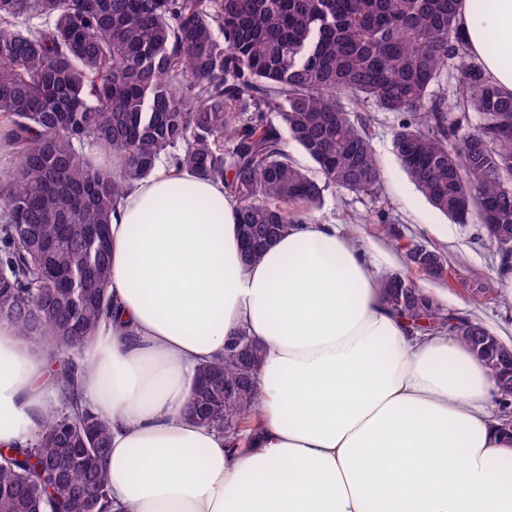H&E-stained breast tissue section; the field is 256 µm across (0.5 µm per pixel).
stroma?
Instances as JSON below:
<instances>
[{"instance_id": "35a3bbf8", "label": "stroma", "mask_w": 512, "mask_h": 512, "mask_svg": "<svg viewBox=\"0 0 512 512\" xmlns=\"http://www.w3.org/2000/svg\"><path fill=\"white\" fill-rule=\"evenodd\" d=\"M400 114L373 115V145L384 170L380 198L356 196L329 189L318 220L357 230L374 247L381 272L402 267L395 240L416 239L443 250L448 257V279L430 281L438 294L447 296L449 309L481 320L503 342L512 341V306L502 302L504 293L496 284L501 255L497 246L475 225L454 223L428 202L400 166L393 147V131ZM368 216L369 224L356 227L354 218Z\"/></svg>"}]
</instances>
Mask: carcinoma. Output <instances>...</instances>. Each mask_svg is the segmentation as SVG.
I'll list each match as a JSON object with an SVG mask.
<instances>
[{"instance_id":"carcinoma-1","label":"carcinoma","mask_w":512,"mask_h":512,"mask_svg":"<svg viewBox=\"0 0 512 512\" xmlns=\"http://www.w3.org/2000/svg\"><path fill=\"white\" fill-rule=\"evenodd\" d=\"M461 2L0 0V146L16 157L0 171V323L45 347L55 389L35 436L0 452V512H112L111 428L68 354L112 308V212L161 160L224 182L255 262L330 188L380 197L370 119L346 103L374 107L405 116L394 148L436 210L512 244V90L466 52ZM396 248L405 273L382 277L387 305L419 330L455 319L493 375L512 370L477 344L491 335L482 321L415 281L447 279V257L412 239ZM260 361L240 330L196 374L187 415L232 450L258 429Z\"/></svg>"}]
</instances>
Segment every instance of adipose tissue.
Instances as JSON below:
<instances>
[{"label":"adipose tissue","mask_w":512,"mask_h":512,"mask_svg":"<svg viewBox=\"0 0 512 512\" xmlns=\"http://www.w3.org/2000/svg\"><path fill=\"white\" fill-rule=\"evenodd\" d=\"M473 2L468 52L510 90L512 0ZM110 229L112 314L79 359L111 425L113 512H512L494 376L456 336L392 312L368 246L309 220L245 263L223 182L161 167L127 188ZM241 329L263 352L261 428L231 452L186 410L197 368ZM52 389L0 323L1 448L37 431Z\"/></svg>","instance_id":"ef3b65f1"}]
</instances>
